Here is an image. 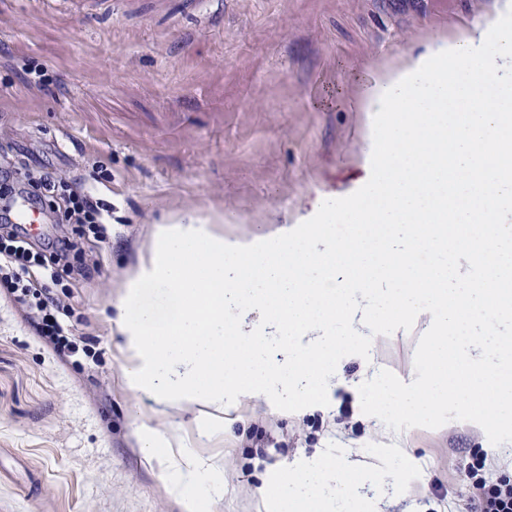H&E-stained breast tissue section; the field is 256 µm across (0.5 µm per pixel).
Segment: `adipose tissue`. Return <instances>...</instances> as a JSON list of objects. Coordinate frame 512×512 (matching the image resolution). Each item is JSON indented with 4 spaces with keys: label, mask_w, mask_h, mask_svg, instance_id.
<instances>
[{
    "label": "adipose tissue",
    "mask_w": 512,
    "mask_h": 512,
    "mask_svg": "<svg viewBox=\"0 0 512 512\" xmlns=\"http://www.w3.org/2000/svg\"><path fill=\"white\" fill-rule=\"evenodd\" d=\"M473 63L483 84L462 79ZM511 84L512 0H498L458 39H432L377 72L354 103L371 124L361 173L342 192L320 193L260 236L229 240L192 214L157 226L116 305L130 389L162 413L189 404L220 417L244 399L278 413L327 409L347 385V362L369 377L380 371L370 298L384 277L394 326L424 325L432 339L430 359L394 377L406 430L454 421L511 448L512 381L487 347L501 322L495 305L512 303V167L499 136L512 108L493 92ZM445 188L471 241L451 256L439 247ZM335 223L340 233L328 235ZM372 225L385 227L383 243L370 241ZM489 235L498 252L478 282L477 243ZM424 294L430 306L418 304ZM359 473L347 458L303 459L276 482L295 490L290 512H318L331 486ZM222 476L220 463L190 453L171 473L188 512Z\"/></svg>",
    "instance_id": "obj_1"
}]
</instances>
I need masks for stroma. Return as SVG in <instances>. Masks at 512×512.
I'll use <instances>...</instances> for the list:
<instances>
[{
  "instance_id": "35a3bbf8",
  "label": "stroma",
  "mask_w": 512,
  "mask_h": 512,
  "mask_svg": "<svg viewBox=\"0 0 512 512\" xmlns=\"http://www.w3.org/2000/svg\"><path fill=\"white\" fill-rule=\"evenodd\" d=\"M497 0H0V147L18 166L55 173L104 209L99 263L63 277L102 363L78 365L39 335L0 288V512H186L165 474L168 449L147 453L142 425L176 434L224 464L209 512H270L262 492L303 456L364 462L359 486L336 490L334 512H468V467L512 479V461L483 434L449 424L398 427L390 377L425 356L422 327H377L382 372L376 421L356 398L304 415L251 403L229 429H204L195 406L163 416L132 394L111 330L112 301L156 225L186 210L219 220L228 238L260 235L319 190L359 173L366 115L353 104L378 68L437 36L454 38ZM46 76L49 88L36 85ZM414 460L407 489L390 478Z\"/></svg>"
}]
</instances>
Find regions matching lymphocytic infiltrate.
Instances as JSON below:
<instances>
[{
    "label": "lymphocytic infiltrate",
    "mask_w": 512,
    "mask_h": 512,
    "mask_svg": "<svg viewBox=\"0 0 512 512\" xmlns=\"http://www.w3.org/2000/svg\"><path fill=\"white\" fill-rule=\"evenodd\" d=\"M65 208L46 242H36L22 225L12 223L10 206L0 207V286L10 288L14 298L40 336L47 338L75 363H99L94 340L75 336L74 310L56 298L51 288L62 276L86 278L97 265L80 258L86 237L104 238L108 229L97 201L72 189L64 197ZM472 512H512V482L501 479L487 483L475 478Z\"/></svg>",
    "instance_id": "1"
}]
</instances>
